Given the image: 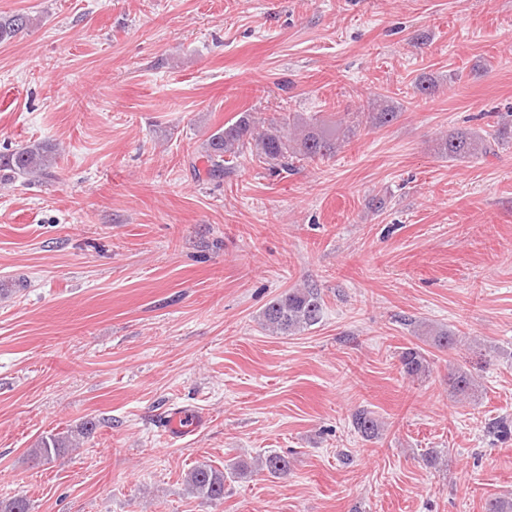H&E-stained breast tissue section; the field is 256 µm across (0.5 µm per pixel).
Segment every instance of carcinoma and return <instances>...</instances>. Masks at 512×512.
Returning a JSON list of instances; mask_svg holds the SVG:
<instances>
[{
	"label": "carcinoma",
	"instance_id": "1",
	"mask_svg": "<svg viewBox=\"0 0 512 512\" xmlns=\"http://www.w3.org/2000/svg\"><path fill=\"white\" fill-rule=\"evenodd\" d=\"M31 24V18L23 13L0 15V43L8 41ZM398 117L393 106L370 102L367 108L357 112H346L332 121L296 116L278 124L266 121L253 112H241L234 119L210 134L203 145L202 159L206 163V174L210 178H221L231 174L232 162L237 157L250 153L255 159L277 174L300 161H316L335 155L344 142L355 135L365 124L380 128ZM512 145V122L498 121L491 132L482 134L473 129H460L442 137L438 153L450 161H472L496 154V149ZM55 148L43 143L31 144L0 154V172L18 178L24 175H51ZM324 301L319 288L306 285L291 288L272 299L262 311V325L272 333L292 335L318 324L323 317ZM427 334L432 344L439 349L452 348L461 343L459 336L449 329H429ZM404 375L420 378L428 368L425 353L418 346L406 347L399 355ZM452 391L463 397L475 394L477 381L472 372L458 366L448 375ZM355 430L366 438L378 435L380 423L373 414L359 409L352 415ZM89 432V426L75 431L50 434L41 438L30 451V459L49 463L62 457L66 451L76 448L80 439ZM260 470L272 476H284L291 468L287 455L269 451L258 462ZM252 472L250 463L235 461L225 469H217L200 462L185 475L191 494L210 503L224 501V485L229 479L245 478Z\"/></svg>",
	"mask_w": 512,
	"mask_h": 512
}]
</instances>
